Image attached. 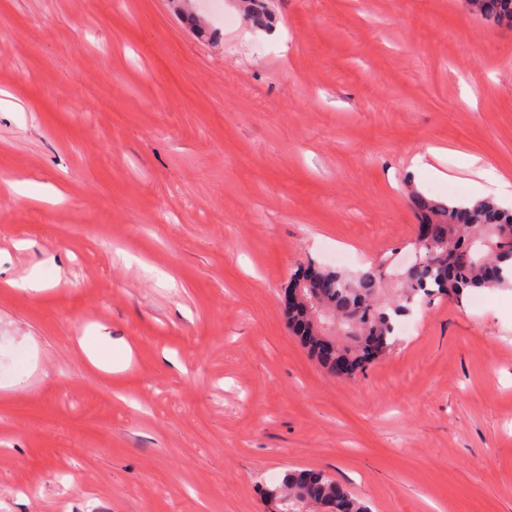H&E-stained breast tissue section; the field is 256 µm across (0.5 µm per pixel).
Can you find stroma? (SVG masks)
Masks as SVG:
<instances>
[{"label": "stroma", "mask_w": 512, "mask_h": 512, "mask_svg": "<svg viewBox=\"0 0 512 512\" xmlns=\"http://www.w3.org/2000/svg\"><path fill=\"white\" fill-rule=\"evenodd\" d=\"M210 2L0 0V512H267L289 469L371 512H512V287L414 306L352 378L285 316L308 262L408 250L411 191L512 206V28Z\"/></svg>", "instance_id": "1"}]
</instances>
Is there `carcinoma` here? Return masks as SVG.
Masks as SVG:
<instances>
[{"mask_svg": "<svg viewBox=\"0 0 512 512\" xmlns=\"http://www.w3.org/2000/svg\"><path fill=\"white\" fill-rule=\"evenodd\" d=\"M476 14L497 25L512 27V0H475ZM419 225L433 230L420 263L400 277V292L380 302L388 271L385 262L354 274L310 265L309 288L302 303L288 306V323L319 361L336 372L345 358L354 367L365 364V351L381 356L397 342L399 318L416 298L433 296L461 300L465 293L512 282V209L492 199L471 206L437 202L411 194ZM277 512H300L301 501L334 499L340 512H370L365 502L347 492L324 472L288 470L266 489Z\"/></svg>", "mask_w": 512, "mask_h": 512, "instance_id": "1", "label": "carcinoma"}]
</instances>
